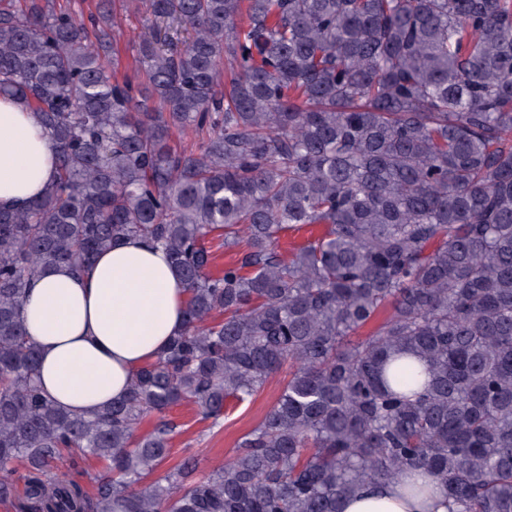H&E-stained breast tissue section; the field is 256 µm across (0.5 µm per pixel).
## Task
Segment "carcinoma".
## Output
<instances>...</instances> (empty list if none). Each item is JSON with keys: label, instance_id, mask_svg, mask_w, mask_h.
<instances>
[{"label": "carcinoma", "instance_id": "cac0c4a2", "mask_svg": "<svg viewBox=\"0 0 512 512\" xmlns=\"http://www.w3.org/2000/svg\"><path fill=\"white\" fill-rule=\"evenodd\" d=\"M146 4L136 80L117 0L90 29L0 0V96L28 102L57 164L40 201L0 210V500L20 467L29 512H341L422 470L449 512H512V0ZM130 237L169 253L186 327L124 399L64 411L26 288ZM285 365L224 464L159 474L171 407L218 425ZM75 451L106 465L92 493L52 473Z\"/></svg>", "mask_w": 512, "mask_h": 512}]
</instances>
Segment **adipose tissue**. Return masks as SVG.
Masks as SVG:
<instances>
[{
    "instance_id": "1",
    "label": "adipose tissue",
    "mask_w": 512,
    "mask_h": 512,
    "mask_svg": "<svg viewBox=\"0 0 512 512\" xmlns=\"http://www.w3.org/2000/svg\"><path fill=\"white\" fill-rule=\"evenodd\" d=\"M56 152L32 109L0 98V207L18 209L55 182ZM187 292L162 249L128 238L97 256L89 273L45 270L27 289L22 316L39 351L40 382L55 404L94 413L122 399L133 374L184 329ZM421 474L362 489L342 512H448L443 492L407 493Z\"/></svg>"
}]
</instances>
